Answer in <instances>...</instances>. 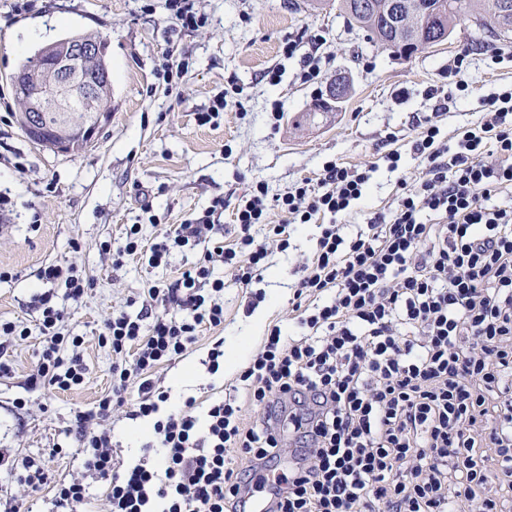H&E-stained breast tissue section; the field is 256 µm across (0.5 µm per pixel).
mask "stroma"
<instances>
[{"label": "stroma", "instance_id": "obj_1", "mask_svg": "<svg viewBox=\"0 0 512 512\" xmlns=\"http://www.w3.org/2000/svg\"><path fill=\"white\" fill-rule=\"evenodd\" d=\"M196 8L205 26L184 30L174 25L166 0H0V190L14 201L12 215L0 219V268L13 274L0 282V320L30 330L27 339H9L0 349L10 368L0 376V453L40 459L55 480L77 467L66 435L72 412L92 408L112 388V351L98 339L104 321L120 308L137 313L151 284L173 281L196 259L176 253L168 265L151 268L134 257L116 269L101 255V243L122 238L130 224L141 225L145 242H154L216 197L225 201L221 223L230 225L253 181L282 193L301 179L319 178L328 160L377 167L366 197L343 218L359 229L394 203L400 179L422 178L425 163L413 150L418 119L436 116L440 141L453 144L480 122L486 99L512 89V35L493 41L505 57L487 65L482 33L466 15L448 40L406 59L366 40L338 9L316 8L315 0H197ZM316 30L326 42L323 79L313 85L301 81V59L284 56L282 43ZM74 31L108 42L112 118L91 145L62 153L34 144L21 130L12 76L35 49ZM169 46L188 64L173 90L162 78ZM466 48L474 55L463 75L468 89L460 92L446 73ZM272 67L283 73L276 86L262 78ZM340 77L347 89L341 108L316 111ZM443 98L448 108L439 116ZM220 99L227 105L215 123L198 125V113ZM275 102L284 112L277 126L270 120ZM392 150L403 159L397 171L384 160ZM148 204L157 223L143 211ZM36 212L41 223L35 228ZM315 234L308 227L297 236L296 251L271 256L253 287L265 295L257 307L239 288L226 286L223 326L200 331L192 350L156 375L172 402L220 396L233 381L234 371L212 375L202 364L215 339L250 352L269 323L288 320L294 270ZM52 261L76 264L93 281L80 302L65 305L67 330L84 339L85 366L82 383L65 392L27 387L40 341L31 300L41 290L39 268ZM18 398L26 400L25 409L14 408ZM57 444L63 447L58 454L52 451Z\"/></svg>", "mask_w": 512, "mask_h": 512}]
</instances>
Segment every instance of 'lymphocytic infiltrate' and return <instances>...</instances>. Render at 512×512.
I'll return each mask as SVG.
<instances>
[{
    "label": "lymphocytic infiltrate",
    "mask_w": 512,
    "mask_h": 512,
    "mask_svg": "<svg viewBox=\"0 0 512 512\" xmlns=\"http://www.w3.org/2000/svg\"><path fill=\"white\" fill-rule=\"evenodd\" d=\"M416 128L422 180L357 232L338 218L374 169L329 160L318 180L274 198L253 184L230 239L212 235L219 197L158 242L144 245L134 224L113 243L117 266L200 256L174 282L150 286L137 316L105 321L112 390L71 418L77 473L53 485L54 512H92L93 478L106 483L104 512H250L257 499L264 512H501L489 486L512 494V206L498 202L512 195V91L491 98L455 145L439 141L432 119ZM273 208L282 223H269ZM326 215L296 269L292 332L268 327L205 411L192 397L169 405L154 376L201 327L223 325L225 279L251 289L272 251H288L299 226ZM39 278L42 351L27 384L65 391L83 380L81 340L65 333L53 289L77 301L93 282L56 262ZM121 407L145 427V454L126 466L105 426Z\"/></svg>",
    "instance_id": "f902f5d3"
}]
</instances>
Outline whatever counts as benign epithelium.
Masks as SVG:
<instances>
[{
    "mask_svg": "<svg viewBox=\"0 0 512 512\" xmlns=\"http://www.w3.org/2000/svg\"><path fill=\"white\" fill-rule=\"evenodd\" d=\"M386 12L393 13L391 34L396 42H417L423 29L409 0H389ZM44 65L36 71L20 69L13 80L34 81L45 92L23 101L20 124L28 138L41 143V121L61 115L52 148L58 152L79 151L91 143L110 113L102 109L112 96V81L106 42L89 34L74 35L41 50Z\"/></svg>",
    "mask_w": 512,
    "mask_h": 512,
    "instance_id": "7a95c632",
    "label": "benign epithelium"
}]
</instances>
